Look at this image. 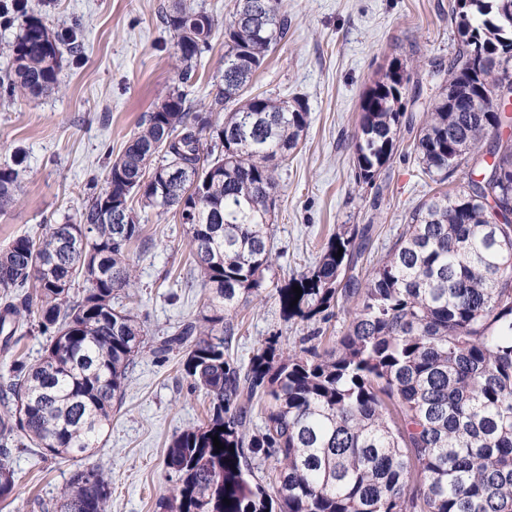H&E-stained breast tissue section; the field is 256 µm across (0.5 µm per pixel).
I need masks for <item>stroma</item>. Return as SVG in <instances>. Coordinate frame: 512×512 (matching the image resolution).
Wrapping results in <instances>:
<instances>
[{
  "instance_id": "1",
  "label": "stroma",
  "mask_w": 512,
  "mask_h": 512,
  "mask_svg": "<svg viewBox=\"0 0 512 512\" xmlns=\"http://www.w3.org/2000/svg\"><path fill=\"white\" fill-rule=\"evenodd\" d=\"M171 0H28V12L52 30L74 31L78 50L65 54L58 90L36 99L10 100L0 93V167L19 171L20 201L0 215V249L14 238L34 236L43 224L74 218L102 187L107 167L137 131L142 117L172 88L180 87L192 111L209 106L223 84L224 32L216 30L188 82L173 70L176 46L164 14ZM453 0H283L291 21L287 38L257 71L252 93L302 99L309 127L278 171L271 232L272 265L259 297L240 301L232 322L230 353L245 363L265 339L297 348L314 328L325 348L336 346L351 320L340 303L327 322L284 317L277 286L320 257L329 238L348 225H371L364 267H372L395 240L405 217L436 185L412 151L414 131L402 129L397 150L375 187L355 177L354 135L362 99L392 63L409 83L406 116L421 123L434 93L436 65L451 60L459 39ZM136 270L133 312L147 348L129 373L123 399L98 453L110 481L109 512H160L171 476L164 460L172 439L206 422L209 401L192 390L179 352L153 353L152 345L183 321L209 314L188 235L173 213L150 215L143 237L130 249ZM35 315H27L14 348H0V375L17 358L35 362L43 353ZM17 493L0 512H42L77 468L75 460L41 457L37 448L13 452Z\"/></svg>"
}]
</instances>
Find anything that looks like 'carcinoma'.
<instances>
[{
  "label": "carcinoma",
  "instance_id": "1",
  "mask_svg": "<svg viewBox=\"0 0 512 512\" xmlns=\"http://www.w3.org/2000/svg\"><path fill=\"white\" fill-rule=\"evenodd\" d=\"M459 41L436 87L413 150L424 174L443 184L481 168L462 190L438 191L405 217L387 253L353 274L365 229L333 237L315 265L276 289L285 313L329 317L353 304L331 351L320 331L285 351L271 338L244 365L229 354V314L259 296L272 262L270 217L277 163L308 127L305 102L248 92L268 53L288 36L281 0H244L224 26V89L207 112L190 114L172 88L141 120L109 167L105 186L72 220L91 225L86 250L66 245L64 224L19 236L0 251V341L10 345L21 314L36 312L47 336L40 359H16L0 385V502L15 500L9 441L20 433L47 457L90 459L112 424L133 360L145 346L137 317L117 296L133 285L130 247L142 208L170 209L186 225L212 314L188 321L154 352L183 350L193 389L209 399L207 421L175 436L165 512H512V0H455ZM178 78L187 82L209 47L215 19L185 0L165 16ZM73 46L34 14L11 45L10 97L58 84ZM407 76L389 69L366 92L356 134V180L374 185L402 126ZM462 99L498 96L497 112H459ZM224 120L212 121L213 111ZM174 166L184 184L153 171ZM19 171L0 169V214L16 201ZM342 256H337L338 249ZM83 295L71 294L75 279ZM302 289L296 296L293 287ZM297 304H292V301ZM263 407L253 430L254 405ZM224 445L213 446V438ZM274 464V494L255 481ZM109 482L95 463L79 466L44 512H108ZM229 499L226 505L223 499Z\"/></svg>",
  "mask_w": 512,
  "mask_h": 512
}]
</instances>
